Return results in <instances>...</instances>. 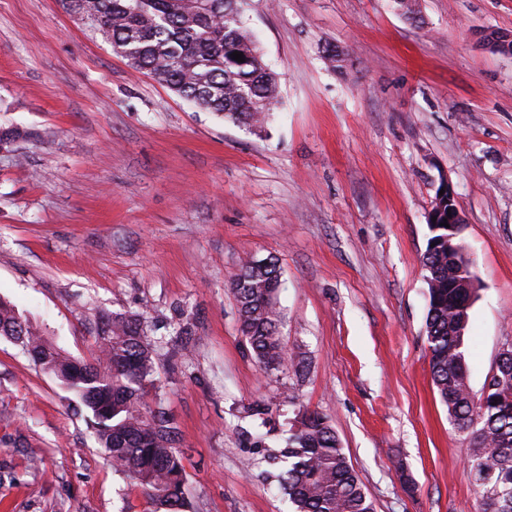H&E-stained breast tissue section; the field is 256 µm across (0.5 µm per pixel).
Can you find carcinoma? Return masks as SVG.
I'll list each match as a JSON object with an SVG mask.
<instances>
[{"mask_svg":"<svg viewBox=\"0 0 512 512\" xmlns=\"http://www.w3.org/2000/svg\"><path fill=\"white\" fill-rule=\"evenodd\" d=\"M246 0H64L66 9L112 43L129 65L163 82L178 97L227 121L259 128L276 98L279 76L264 62L246 29ZM243 53V61L231 57ZM422 264L429 304L426 333L433 385L455 427L470 436L469 473L480 491V512H512V348L500 353L485 403L474 404L462 350L469 308L452 295L448 276L474 274L466 254L448 256V232L430 225ZM280 270L272 257H248L230 281L239 331L266 373L307 370L306 359L286 353L280 334ZM169 335L191 353L192 323L176 307ZM97 355L77 362L0 298V336L19 346L38 368L53 374L91 414L97 442L112 468L127 474L154 512H188L187 477L174 417L157 385L159 351L153 316L100 309L87 318ZM267 478L288 495L295 512H373L336 431L318 412L296 415L285 446L267 455Z\"/></svg>","mask_w":512,"mask_h":512,"instance_id":"cac0c4a2","label":"carcinoma"}]
</instances>
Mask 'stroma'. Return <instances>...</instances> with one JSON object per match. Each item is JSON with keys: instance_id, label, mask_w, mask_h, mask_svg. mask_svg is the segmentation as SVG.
I'll list each match as a JSON object with an SVG mask.
<instances>
[{"instance_id": "obj_1", "label": "stroma", "mask_w": 512, "mask_h": 512, "mask_svg": "<svg viewBox=\"0 0 512 512\" xmlns=\"http://www.w3.org/2000/svg\"><path fill=\"white\" fill-rule=\"evenodd\" d=\"M248 0L279 76L264 132L136 72L61 0H0V298L71 357L92 308L185 307L193 356L163 351L191 512H293L262 479L298 411L327 416L375 512H476L471 441L432 384L422 257L440 181L466 216L480 288L463 350L473 397L512 346V0ZM343 59L333 68L327 48ZM275 257L281 336L305 375L263 373L228 282ZM270 413L258 425L252 408ZM0 512H152L101 454L86 412L0 338Z\"/></svg>"}]
</instances>
